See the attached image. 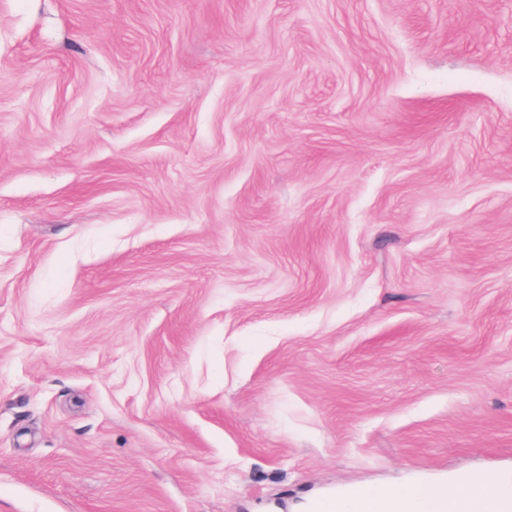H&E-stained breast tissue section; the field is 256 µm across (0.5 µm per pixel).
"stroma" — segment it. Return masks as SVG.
<instances>
[{"label": "stroma", "mask_w": 512, "mask_h": 512, "mask_svg": "<svg viewBox=\"0 0 512 512\" xmlns=\"http://www.w3.org/2000/svg\"><path fill=\"white\" fill-rule=\"evenodd\" d=\"M512 482V0H0V512Z\"/></svg>", "instance_id": "1"}]
</instances>
